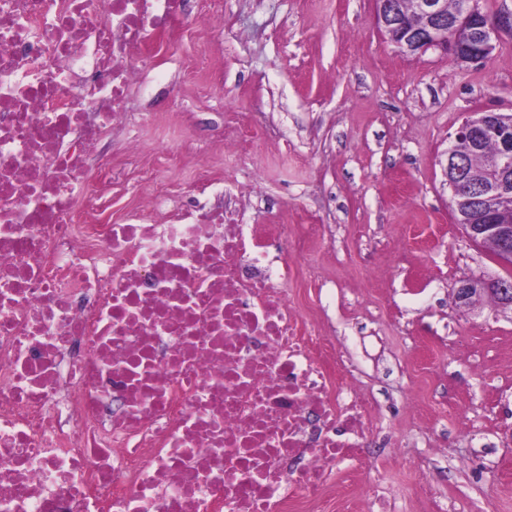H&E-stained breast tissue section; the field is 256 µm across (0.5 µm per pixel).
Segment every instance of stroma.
<instances>
[{
    "label": "stroma",
    "mask_w": 512,
    "mask_h": 512,
    "mask_svg": "<svg viewBox=\"0 0 512 512\" xmlns=\"http://www.w3.org/2000/svg\"><path fill=\"white\" fill-rule=\"evenodd\" d=\"M186 0L174 42L131 93L143 153L113 179L104 220L162 185L169 212L202 187L246 224H317L288 259V296L317 302L392 445L377 469L397 512H512V307L455 301L512 267L457 223L442 163L480 112L512 113V31L478 66L410 56L374 0Z\"/></svg>",
    "instance_id": "1"
}]
</instances>
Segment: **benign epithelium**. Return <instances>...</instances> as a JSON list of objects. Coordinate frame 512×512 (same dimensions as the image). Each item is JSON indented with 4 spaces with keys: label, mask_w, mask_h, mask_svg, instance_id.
Masks as SVG:
<instances>
[{
    "label": "benign epithelium",
    "mask_w": 512,
    "mask_h": 512,
    "mask_svg": "<svg viewBox=\"0 0 512 512\" xmlns=\"http://www.w3.org/2000/svg\"><path fill=\"white\" fill-rule=\"evenodd\" d=\"M447 0H414L415 13L422 24L407 21L400 10L399 0H375L376 20L381 31L393 30L397 40L394 46L405 54H418L429 49L441 50L462 64H481L489 59L495 49L494 39L502 29L512 30V13L500 14L490 21L483 11L480 0H464L458 12L448 16ZM456 37L448 40V31ZM487 138L497 140L498 150L488 158L485 170L477 182L479 191L490 197L505 193L507 179L512 175V121L502 118L490 126L478 117L465 121L458 129L455 141H466L479 148ZM444 176L451 191V199L462 206L460 186L469 179L467 164L448 150ZM467 237L498 246L501 257L512 259V209L493 210L485 223L467 225ZM485 295H491L504 305L512 302V282L497 279L484 283L475 279L461 281L457 288V301L464 307L473 308Z\"/></svg>",
    "instance_id": "7a95c632"
}]
</instances>
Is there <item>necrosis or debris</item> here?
Listing matches in <instances>:
<instances>
[{
  "label": "necrosis or debris",
  "mask_w": 512,
  "mask_h": 512,
  "mask_svg": "<svg viewBox=\"0 0 512 512\" xmlns=\"http://www.w3.org/2000/svg\"><path fill=\"white\" fill-rule=\"evenodd\" d=\"M184 2L0 0V512H317L364 461L376 404L284 285L312 225L96 218Z\"/></svg>",
  "instance_id": "1"
}]
</instances>
